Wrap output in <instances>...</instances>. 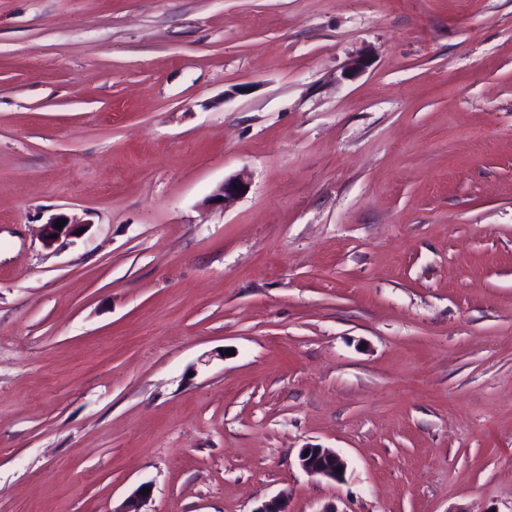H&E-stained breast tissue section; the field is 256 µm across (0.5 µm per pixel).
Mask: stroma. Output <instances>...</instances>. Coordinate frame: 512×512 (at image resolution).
Returning a JSON list of instances; mask_svg holds the SVG:
<instances>
[{"mask_svg":"<svg viewBox=\"0 0 512 512\" xmlns=\"http://www.w3.org/2000/svg\"><path fill=\"white\" fill-rule=\"evenodd\" d=\"M144 483L512 512V0H0V512ZM247 183L240 177H232L224 180L211 196V200L224 204V208L230 206L236 199L245 193L247 190ZM57 219H66V224L62 226L61 230H58L55 227V223ZM80 224L74 223L68 216L60 214V215H52L46 224L43 225V245L46 248H51L56 242H58L63 236L71 235ZM51 235H57V238H51ZM306 450H309V455L304 457ZM298 463L305 472L333 481L342 480L347 469L345 459L330 448H301ZM338 467H341V473L336 472Z\"/></svg>","mask_w":512,"mask_h":512,"instance_id":"1","label":"stroma"}]
</instances>
